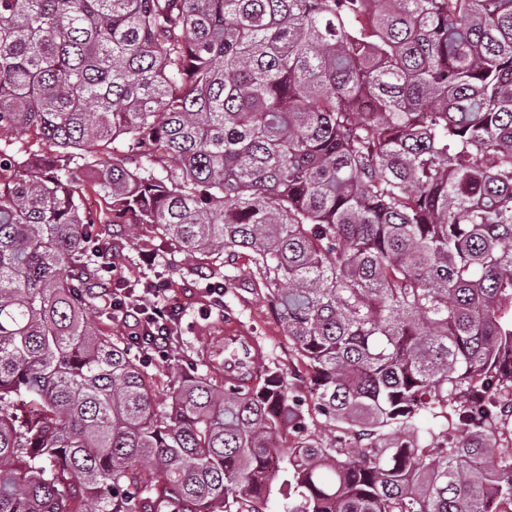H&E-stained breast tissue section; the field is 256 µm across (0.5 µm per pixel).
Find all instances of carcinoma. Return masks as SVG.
<instances>
[{
	"instance_id": "cac0c4a2",
	"label": "carcinoma",
	"mask_w": 512,
	"mask_h": 512,
	"mask_svg": "<svg viewBox=\"0 0 512 512\" xmlns=\"http://www.w3.org/2000/svg\"><path fill=\"white\" fill-rule=\"evenodd\" d=\"M18 130L0 512H512V0H0ZM86 181L129 239L246 255L310 391L163 382L92 320L137 293ZM2 149L8 148L9 150L17 151L24 150L27 153H46L48 150L39 142L35 137L27 132H15L11 138H4L0 142Z\"/></svg>"
}]
</instances>
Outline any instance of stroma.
Masks as SVG:
<instances>
[{
    "instance_id": "stroma-1",
    "label": "stroma",
    "mask_w": 512,
    "mask_h": 512,
    "mask_svg": "<svg viewBox=\"0 0 512 512\" xmlns=\"http://www.w3.org/2000/svg\"><path fill=\"white\" fill-rule=\"evenodd\" d=\"M126 254L135 257V264H120L116 275L129 282L163 283L166 295L185 310L182 334L174 345L172 365L191 357L194 364L207 367L218 351L224 348V333L236 331L255 337L263 349L266 363L293 373L295 359L281 329L268 311L264 289L255 285L259 275L247 257L235 258L232 264L204 268L202 275H190L189 263L175 257L170 263L156 262L142 254L140 243L123 240ZM224 287L221 306H209L204 292L208 285Z\"/></svg>"
}]
</instances>
